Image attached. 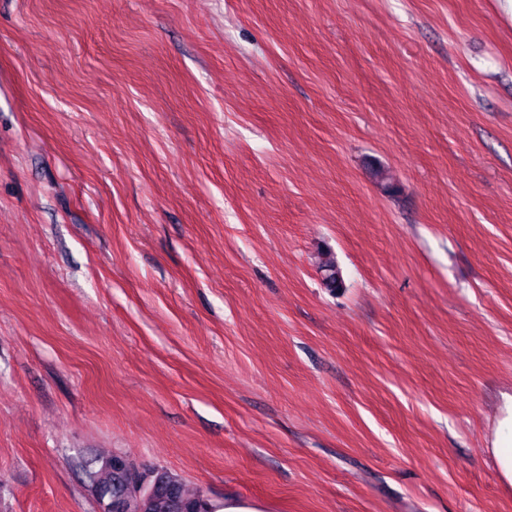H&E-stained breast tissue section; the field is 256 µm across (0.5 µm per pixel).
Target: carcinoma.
Instances as JSON below:
<instances>
[{"instance_id":"cac0c4a2","label":"carcinoma","mask_w":512,"mask_h":512,"mask_svg":"<svg viewBox=\"0 0 512 512\" xmlns=\"http://www.w3.org/2000/svg\"><path fill=\"white\" fill-rule=\"evenodd\" d=\"M319 268L327 287H342L330 253H323ZM88 479L102 512H214L202 495L188 493L178 476L163 468L141 472L118 454L90 470Z\"/></svg>"}]
</instances>
